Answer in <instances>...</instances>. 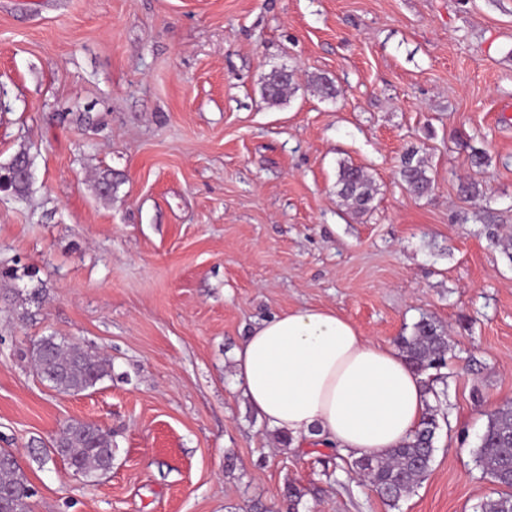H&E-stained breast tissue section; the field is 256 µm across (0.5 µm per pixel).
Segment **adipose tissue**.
Instances as JSON below:
<instances>
[{
  "label": "adipose tissue",
  "instance_id": "ef3b65f1",
  "mask_svg": "<svg viewBox=\"0 0 512 512\" xmlns=\"http://www.w3.org/2000/svg\"><path fill=\"white\" fill-rule=\"evenodd\" d=\"M235 377L253 408L293 443L316 439L356 457H381L409 440L429 402L398 350L318 307L257 324L235 353Z\"/></svg>",
  "mask_w": 512,
  "mask_h": 512
}]
</instances>
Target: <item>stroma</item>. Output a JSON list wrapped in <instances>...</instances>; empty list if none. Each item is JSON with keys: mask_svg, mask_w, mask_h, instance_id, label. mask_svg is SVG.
I'll use <instances>...</instances> for the list:
<instances>
[{"mask_svg": "<svg viewBox=\"0 0 512 512\" xmlns=\"http://www.w3.org/2000/svg\"><path fill=\"white\" fill-rule=\"evenodd\" d=\"M411 147L419 199L396 176ZM22 152L25 197L0 193V265L22 272L0 285V449L31 512H287L291 483L298 512H479L474 450L512 403V258L488 235L512 233V0H0V165ZM343 162L373 181L366 213L336 194ZM305 306L386 346L424 317L448 337L434 461L398 507L334 450L283 445L236 385L247 333ZM43 336L111 377L54 389L28 357ZM74 421L116 445L93 484L50 453ZM284 70H274L266 78L262 87V96L270 105H279L292 93L293 75ZM419 151L407 149L400 158L399 176L411 194L422 197L432 189V180L427 174V165L418 156Z\"/></svg>", "mask_w": 512, "mask_h": 512, "instance_id": "1", "label": "stroma"}]
</instances>
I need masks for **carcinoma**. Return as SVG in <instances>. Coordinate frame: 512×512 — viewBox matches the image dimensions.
I'll list each match as a JSON object with an SVG mask.
<instances>
[{
  "label": "carcinoma",
  "mask_w": 512,
  "mask_h": 512,
  "mask_svg": "<svg viewBox=\"0 0 512 512\" xmlns=\"http://www.w3.org/2000/svg\"><path fill=\"white\" fill-rule=\"evenodd\" d=\"M292 83L293 75L282 70L272 71L262 87L264 100L271 105L280 104L292 93ZM26 159V153L21 152L11 163L0 166V176L10 180L13 194L17 196L24 194L28 181L17 171L15 163ZM399 176L408 192L417 197L427 195L432 189L425 161L414 148L402 154ZM336 188L337 196L349 209L358 213L370 209L375 190L361 168L341 165ZM398 348L415 371L422 374L445 366L448 337L434 322L422 320L416 324L412 335L399 339ZM31 358L42 378L65 393L83 392L112 373V365L97 352L59 342L54 336H45L34 344ZM437 428V409L430 406L413 438L406 444L379 458L341 456L336 467L348 474L368 477L375 492L395 507L429 472ZM53 448L88 482L95 481L112 468L111 435L88 423L67 425L54 441ZM475 461L482 473L498 486L494 496L480 505L481 512H512V403L497 408L488 416L475 450ZM0 491L9 494L0 506V512H30L31 485L20 467L10 462V453L2 449Z\"/></svg>",
  "instance_id": "obj_1"
}]
</instances>
